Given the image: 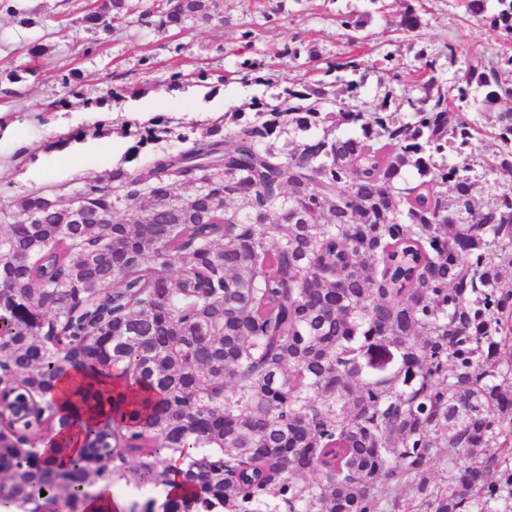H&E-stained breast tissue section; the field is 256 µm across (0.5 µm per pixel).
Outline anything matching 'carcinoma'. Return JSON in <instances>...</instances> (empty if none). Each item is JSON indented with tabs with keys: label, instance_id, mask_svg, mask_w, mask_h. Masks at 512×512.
Segmentation results:
<instances>
[{
	"label": "carcinoma",
	"instance_id": "obj_1",
	"mask_svg": "<svg viewBox=\"0 0 512 512\" xmlns=\"http://www.w3.org/2000/svg\"><path fill=\"white\" fill-rule=\"evenodd\" d=\"M463 2L512 45V0ZM217 10L104 0L81 22L167 32ZM369 19L342 16L352 43ZM419 25L406 4L400 31ZM421 59L402 117L388 98L332 108L336 84L312 79L202 131L138 126L137 165L0 203L1 505L86 512L98 481L159 488L175 471L183 494L131 512H512V189L478 206L471 176L512 178V110L490 133L466 112L512 100V54L476 53L448 82ZM263 66L241 80L268 83ZM362 66L324 73L355 99ZM193 78L212 75L159 86ZM61 86L45 111L140 93L87 97L78 70ZM489 134L497 150L475 153ZM434 460L452 464L442 483Z\"/></svg>",
	"mask_w": 512,
	"mask_h": 512
}]
</instances>
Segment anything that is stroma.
<instances>
[{
    "mask_svg": "<svg viewBox=\"0 0 512 512\" xmlns=\"http://www.w3.org/2000/svg\"><path fill=\"white\" fill-rule=\"evenodd\" d=\"M373 9L370 0H222L215 18L184 31L158 32L154 26L130 19L112 32L87 31L80 19L87 0H23L22 7L37 11L43 22L25 26L0 14V70L26 63L28 47L38 41L50 52L38 63L36 76L10 93L0 94V199L11 201L25 193L64 184L69 191L102 178L122 164L133 136L124 125L145 123L158 116L202 124L227 112L247 111L255 96L272 97L280 88L309 80L327 60L351 49L339 14L371 12L361 53L368 70L359 102L371 108L383 98L417 96L412 80L390 82L384 72L394 61L404 72L418 64L419 52L436 56L444 79H451L474 53L494 56L500 51L495 34L481 18L464 12L459 0H412L421 26L416 36L399 32L401 6L384 0ZM98 41L93 55H85L90 41ZM454 45L456 57L447 60L446 47ZM298 48V56L288 48ZM316 57H308V49ZM150 65H142V56ZM262 60L272 86L245 85L233 80L216 91L189 86L181 91L158 89L170 72L203 68L215 73L240 70L245 59ZM84 73L86 94L97 96L112 86L133 84L139 97L113 101L112 120L105 135H93L99 113L73 103L60 112L43 111V103L60 93L59 79L70 69ZM69 138L61 149L52 141Z\"/></svg>",
    "mask_w": 512,
    "mask_h": 512,
    "instance_id": "1",
    "label": "stroma"
}]
</instances>
